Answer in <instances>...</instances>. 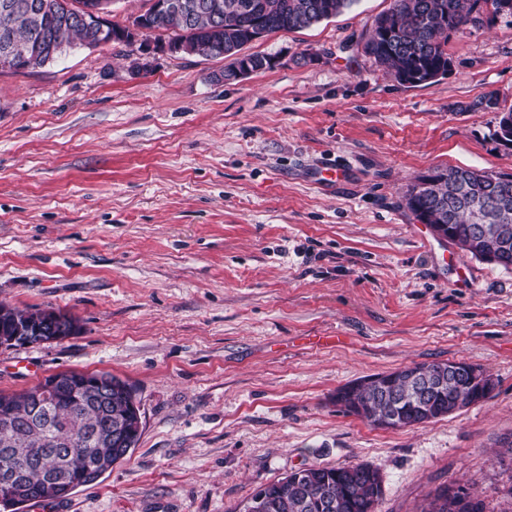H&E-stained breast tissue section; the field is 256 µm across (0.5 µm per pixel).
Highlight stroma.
Masks as SVG:
<instances>
[{
	"label": "stroma",
	"instance_id": "stroma-1",
	"mask_svg": "<svg viewBox=\"0 0 512 512\" xmlns=\"http://www.w3.org/2000/svg\"><path fill=\"white\" fill-rule=\"evenodd\" d=\"M393 0L228 58L74 46L0 68V303L76 334L0 347V392L60 371L133 388L142 432L94 484L23 512H234L263 484L367 463L376 512L483 491L512 512V269L421 228L403 193L436 167L512 173V17L451 36L452 72L410 86L363 44ZM492 97L496 106H485ZM465 360L486 400L379 429L335 403L356 379ZM7 315H10L9 318L13 320V323L18 322L19 324H23L29 318L37 315L46 322V327L48 329L52 326L58 329L62 326L65 327L67 332H64V336L68 337L74 335L79 330L78 322L72 316L54 309L19 310L9 307V313ZM39 323L40 322L37 317L27 321L24 324V331L27 334L25 336H43V331L40 328Z\"/></svg>",
	"mask_w": 512,
	"mask_h": 512
}]
</instances>
